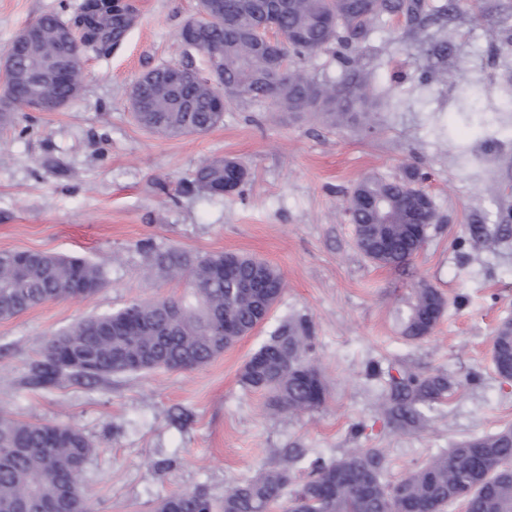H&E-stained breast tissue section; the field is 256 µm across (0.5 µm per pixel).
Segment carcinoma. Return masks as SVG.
I'll return each mask as SVG.
<instances>
[{
  "label": "carcinoma",
  "mask_w": 512,
  "mask_h": 512,
  "mask_svg": "<svg viewBox=\"0 0 512 512\" xmlns=\"http://www.w3.org/2000/svg\"><path fill=\"white\" fill-rule=\"evenodd\" d=\"M270 0H225L224 23L210 27L205 52L224 57V105L234 101L265 103L279 112H314L330 126L368 118L370 95L360 80L362 54H342L346 69L337 82L319 80L290 67L289 56L310 57L331 45L345 50L366 43L380 22L400 17L414 42L427 38L430 22L457 9V0H284L267 16L280 34L275 43L250 36L254 19ZM84 2L66 16L46 14L38 19L45 32L43 50L54 46L55 31L77 27ZM128 33L114 17L100 22V31H85L86 51L108 56ZM33 61L22 56L3 76L0 100L22 97L29 87L21 76ZM132 98L149 108L133 117L153 132L204 134L223 121L206 82L185 87L181 98L154 82H137ZM247 168L232 158L199 167L188 188L211 195L224 194V184H242ZM426 191L418 179L390 180L372 176L357 183L347 199L346 212L354 224L355 240H364L362 254L382 267L399 268L412 262L415 248L408 225L435 220V209L423 208ZM382 201L380 210L367 200ZM234 265L241 279L260 288L235 289L224 283L219 268ZM152 274L186 277L195 302L167 298L132 301L139 333L112 326L124 309L80 320L49 339L32 367L31 382L55 386L65 378L95 383L114 374H139L155 369L192 371L211 362L231 341L252 332L268 317L283 290V278L269 263L245 254L222 251L192 259L170 249L157 253ZM102 271L85 259L29 251H0V319L22 314L43 303L68 297H88L103 285ZM445 309L441 293L425 282L413 289L404 319V334L424 339L432 334ZM222 318L231 335H211V323ZM308 327L292 323L260 347L240 372L243 386L269 395L274 409L291 413L313 411L326 402L322 374L313 363ZM492 364L498 374L512 370V323H503L492 336ZM448 381L439 376L393 378L384 412L405 429L418 423L417 404L443 398ZM93 452L90 439L78 428L55 423L23 422L0 417V512H41V504L68 497L79 500L82 512H93L79 485L78 464ZM383 452L366 448L325 462L310 463L309 478L297 482L285 466L260 470L232 486L219 503L198 490H181L163 498L156 512H445L464 505L465 512H512V427L481 434L448 452L429 458L396 482L383 478Z\"/></svg>",
  "instance_id": "obj_1"
}]
</instances>
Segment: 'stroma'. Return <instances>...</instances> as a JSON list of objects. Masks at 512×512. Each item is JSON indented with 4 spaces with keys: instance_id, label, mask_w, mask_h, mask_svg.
I'll return each instance as SVG.
<instances>
[{
    "instance_id": "1",
    "label": "stroma",
    "mask_w": 512,
    "mask_h": 512,
    "mask_svg": "<svg viewBox=\"0 0 512 512\" xmlns=\"http://www.w3.org/2000/svg\"><path fill=\"white\" fill-rule=\"evenodd\" d=\"M77 0H0V51L24 26ZM124 43L86 55L79 96L58 112H21L0 128V250L76 255L100 268L105 285L0 320V414L69 424L93 442L80 478L95 512H155L179 490L215 499L291 450L333 460L380 448L395 481L469 438L512 426V382L492 368L495 330L512 321V0H480L481 16L453 14L436 39L438 60L402 27L384 22L363 48L374 98L369 122L328 127L317 118L236 101L202 135L146 130L131 115L129 92L143 72L177 61L200 75L202 51L180 32L197 0H135ZM475 86L486 117L467 112L461 89ZM235 158L250 171L237 191L188 190L195 169ZM423 173L437 221L403 269L380 267L357 249L344 212L364 177ZM505 225L480 242L469 229ZM197 256L254 255L276 266L284 290L268 318L208 365L118 374L97 383L29 382L45 342L78 320L129 302L190 296L187 281L143 274V244ZM443 295L433 333H403L406 301L418 282ZM304 320L311 356L328 388L315 411L273 410L239 374L270 336ZM442 375L452 384L427 409L423 427L402 432L380 403L390 377Z\"/></svg>"
}]
</instances>
